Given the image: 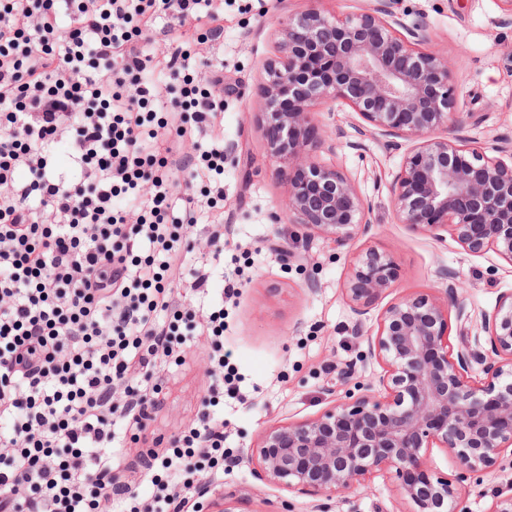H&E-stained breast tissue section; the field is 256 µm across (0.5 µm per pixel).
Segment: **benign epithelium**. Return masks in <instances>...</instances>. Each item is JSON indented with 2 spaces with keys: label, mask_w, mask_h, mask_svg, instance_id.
Returning <instances> with one entry per match:
<instances>
[{
  "label": "benign epithelium",
  "mask_w": 512,
  "mask_h": 512,
  "mask_svg": "<svg viewBox=\"0 0 512 512\" xmlns=\"http://www.w3.org/2000/svg\"><path fill=\"white\" fill-rule=\"evenodd\" d=\"M393 0L338 17L311 9L277 18L283 55L267 69L262 128L288 187L291 224L343 246L371 224V205L354 182L317 154L325 139L311 123L320 100L352 107L390 150L406 149L389 185L398 221L436 239L451 235L472 254L512 264V143L474 145L460 135L457 92L448 60L428 47V24H404ZM443 128L446 136L435 135ZM448 279L443 299L419 292L386 305L370 354L387 370L383 391L347 393L319 416L272 426L256 448L258 480L321 500L390 473L416 512H458L456 485L487 469L512 465V294L482 315L472 334ZM397 281L395 262L372 249L353 263L346 295L357 316ZM455 313L460 345H448ZM480 367L484 378L472 377ZM432 448L451 452L455 478L424 472ZM489 512H512V486L493 494Z\"/></svg>",
  "instance_id": "benign-epithelium-1"
}]
</instances>
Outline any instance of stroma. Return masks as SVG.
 Here are the masks:
<instances>
[{
    "label": "stroma",
    "instance_id": "obj_1",
    "mask_svg": "<svg viewBox=\"0 0 512 512\" xmlns=\"http://www.w3.org/2000/svg\"><path fill=\"white\" fill-rule=\"evenodd\" d=\"M373 0H224L218 35L192 55L190 69L223 68L231 92L224 110L194 141L204 149L224 144V207L213 210L211 222L224 227V272L242 271L237 297H221V279L207 295L188 283L178 287L184 304L195 310L223 303L224 349L240 378L242 397L224 405V448L237 457L224 473V488L205 497L212 512H222L223 494L239 496L241 512H314L315 498L259 481L248 461L267 426L315 417L343 399L347 390L340 371L354 366L355 381L377 384L383 364L369 354L385 304L402 295L425 291L441 297L447 283L441 271L452 270L463 282L460 296L473 320L494 310L501 296L512 293V264L494 253L475 256L452 237L436 240L410 231L396 218L388 187L403 163V154L387 150L347 104L327 101L314 109V119L329 148L319 159L343 168L360 192L372 200L370 231L345 246L307 235L281 214L286 184L274 174L260 126L265 110V70L279 56V36L270 20L317 8L347 15ZM402 22L424 20L432 44L449 62L458 89V110L465 138L481 143L512 140V63L501 55L500 41L512 40V28L501 27L500 0H395ZM294 243L299 260L284 261L282 242ZM389 253L396 264L395 288L371 306L364 318L353 313L345 286L355 255L366 248ZM204 339L189 341L186 360L163 374L157 396L160 408L146 430L127 439L116 463L124 480L134 481L142 453L164 455V438L191 425L208 388ZM512 485V467L492 468L465 481L460 512H487L491 492ZM330 512H413L389 477L376 475L336 494Z\"/></svg>",
    "mask_w": 512,
    "mask_h": 512
}]
</instances>
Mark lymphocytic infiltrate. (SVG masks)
Wrapping results in <instances>:
<instances>
[{"instance_id": "f902f5d3", "label": "lymphocytic infiltrate", "mask_w": 512, "mask_h": 512, "mask_svg": "<svg viewBox=\"0 0 512 512\" xmlns=\"http://www.w3.org/2000/svg\"><path fill=\"white\" fill-rule=\"evenodd\" d=\"M220 16L213 0H0V512H203L224 473L219 407L240 391L224 309L195 315L174 289L187 275L208 291L224 265L220 226L210 261L187 264L190 228L224 206V148L183 149L223 111L224 71H190V47L157 25ZM186 173L206 178L199 196L181 193ZM191 336L211 383L142 497L112 469L115 427H147Z\"/></svg>"}]
</instances>
